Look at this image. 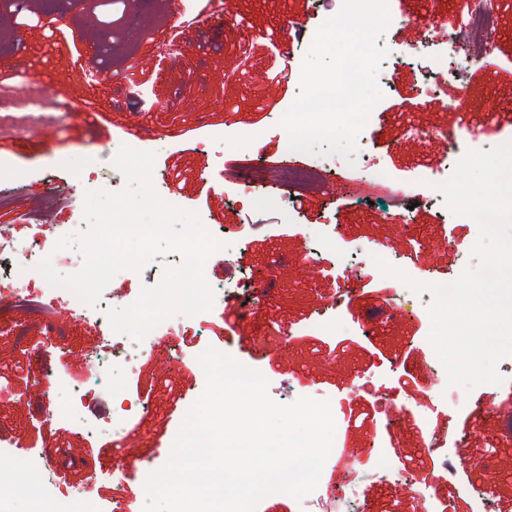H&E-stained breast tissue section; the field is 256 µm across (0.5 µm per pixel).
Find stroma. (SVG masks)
<instances>
[{
	"mask_svg": "<svg viewBox=\"0 0 512 512\" xmlns=\"http://www.w3.org/2000/svg\"><path fill=\"white\" fill-rule=\"evenodd\" d=\"M326 8L325 0H213L211 23L180 29L168 55L156 41L175 26L171 0H154L137 29L129 25L127 0H0V82L21 97L34 89L54 102L71 96L63 122L0 133V194L11 198L0 208V225L26 240L33 213H41L44 251L82 266L83 257L56 247L73 231V209H47L44 200L80 201L82 177L90 171L101 187L123 188L111 145L129 123L144 121L166 134L154 162L156 191L174 189L209 233L232 238L249 231L240 263L218 251L203 268L214 286L241 281L235 301L247 314L243 325L227 320L221 305L163 321L152 354L119 379L116 392L85 398L83 414L107 425L104 434L88 436L48 418L34 388L50 372L87 387L92 370L85 356L98 347L99 328L74 321L63 298L52 319L64 328L60 336L31 323L28 313L0 314V444L19 455L49 453L51 471L27 473V482L51 479L63 494L90 489L91 506L76 512H142L147 474L166 463L205 389L199 358L210 348L261 372L277 403L329 401L336 452L316 493L332 498V512H348L342 495L350 483L366 512H426L447 502L454 512H512V442L501 436L512 413V378L469 393L456 389L451 408H436L428 381L432 322L421 295L408 286L460 275L475 263L476 222L434 204L428 178L443 171L454 151L447 130L472 146L512 140V126L497 121L512 111V0H499L492 52L461 73L437 56L468 0H388L391 16H419L430 26H391L376 40L388 85L356 146L387 179L365 177L354 193L338 197L322 182L297 192L288 212L278 187H261L252 209L241 208L235 174L296 161L279 121L299 93L295 72L327 19ZM286 43L291 59L284 69L276 51ZM427 67L438 88L421 100ZM463 87L469 94L458 112ZM408 183L413 194L399 195ZM308 224L336 228L335 247L316 267L305 259ZM422 240L434 242L435 250H420ZM376 256L405 266L406 278L382 275ZM170 266L169 255L158 256L140 271H120L111 285L128 305ZM255 268L271 269L267 288L248 283ZM407 299L416 306L414 318H386ZM332 318L342 326L337 335L309 332V325ZM21 322L28 326L23 347L10 331ZM124 398L136 411L120 420ZM393 403L408 409L396 423ZM432 436L441 447L427 449ZM378 440L417 491L380 474L370 453Z\"/></svg>",
	"mask_w": 512,
	"mask_h": 512,
	"instance_id": "stroma-1",
	"label": "stroma"
}]
</instances>
